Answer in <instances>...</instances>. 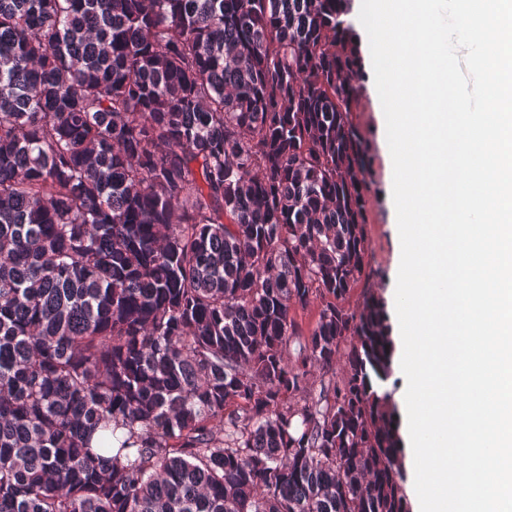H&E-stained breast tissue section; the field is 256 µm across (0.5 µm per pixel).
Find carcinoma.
I'll list each match as a JSON object with an SVG mask.
<instances>
[{
  "instance_id": "obj_1",
  "label": "carcinoma",
  "mask_w": 512,
  "mask_h": 512,
  "mask_svg": "<svg viewBox=\"0 0 512 512\" xmlns=\"http://www.w3.org/2000/svg\"><path fill=\"white\" fill-rule=\"evenodd\" d=\"M361 78L347 0H0V512H409Z\"/></svg>"
}]
</instances>
